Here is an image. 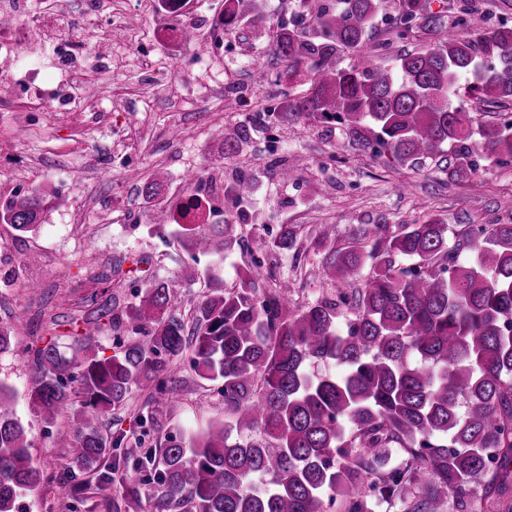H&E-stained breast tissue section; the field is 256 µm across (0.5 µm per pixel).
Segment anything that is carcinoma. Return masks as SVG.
<instances>
[{"instance_id": "carcinoma-1", "label": "carcinoma", "mask_w": 512, "mask_h": 512, "mask_svg": "<svg viewBox=\"0 0 512 512\" xmlns=\"http://www.w3.org/2000/svg\"><path fill=\"white\" fill-rule=\"evenodd\" d=\"M226 2V30L257 10L256 0ZM302 2V16L273 26L289 90L268 115L339 125L351 147L393 165L448 155L450 181L475 174L479 157L512 159V26L397 0L381 45L430 42L385 67L368 51L383 0ZM475 105L493 119L477 120ZM249 139V127L233 129L219 156ZM224 192L239 203L253 183L239 177ZM45 209L35 192L16 195L0 204V224L35 232ZM448 233L433 217L392 226L380 215L327 259L333 292L307 305L291 306L286 280L259 290L252 264L237 270V286L197 298L189 327L166 315L171 289L151 282L125 312L150 329L120 353L88 354L87 332L75 337L87 352L79 362L54 345L36 350L32 403L49 424L65 409L78 424L57 430L70 457L62 484L121 447L99 420L133 388L148 382L156 402L177 400L169 360L186 351L196 376L219 384L232 423L211 424L186 447L170 440L157 471L153 452L136 460L157 483L152 512H372L373 499L403 512H512V222L451 245ZM297 235L286 225L272 247L290 250ZM175 236L193 259H222L239 240L228 223L178 224ZM316 364L341 371L315 374ZM12 406L0 386V512L43 484Z\"/></svg>"}]
</instances>
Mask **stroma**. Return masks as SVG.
Segmentation results:
<instances>
[{"mask_svg": "<svg viewBox=\"0 0 512 512\" xmlns=\"http://www.w3.org/2000/svg\"><path fill=\"white\" fill-rule=\"evenodd\" d=\"M157 0H142L138 50L121 36L88 43L81 57L60 61L53 40L31 37L27 52L47 82L89 73L83 90L89 110L25 113L15 99L0 101V198L37 192L47 204L46 222L32 234L0 224V325L12 329L11 347L0 353V384L13 391V411L24 425L30 454L45 483L18 498L19 512H149L156 490L133 468L146 449L163 448L168 437L194 433L222 420L216 385L198 380L186 358L170 361L180 387L172 405L154 401L149 385L134 389L123 406L102 415L105 437L123 443L99 474H78L69 486L59 477L68 466L57 428H72V412L46 423L30 401L32 354L55 343L71 357L73 334L97 327L100 356L119 352L132 336L125 312L149 280L166 283L172 316L189 321L196 297L209 288H231L239 266L260 262L263 285L288 279L291 298L304 305L331 291L323 266L343 247L354 225L376 216L389 223L430 215L453 232H466L512 217V163L482 161L476 175L452 183L444 162L425 159L415 167L388 165L348 146L342 133L325 136L319 124L283 125L278 142L261 129L234 157L218 160L225 133L247 114L276 106L288 89L287 68L277 59L269 19L291 18L301 0H259L254 17L224 34L223 53L186 48L173 53L155 40L163 22ZM241 87L247 104L227 92ZM297 155L292 178L280 179L275 158ZM207 170L230 179L248 175L252 196L225 203L224 218L247 243L216 264L209 255L190 257L141 192L157 178L168 210L186 195V174ZM300 227L292 250L270 246L281 226ZM36 292H29L28 284ZM111 301L113 319H98L99 302ZM154 415V427L141 416Z\"/></svg>", "mask_w": 512, "mask_h": 512, "instance_id": "35a3bbf8", "label": "stroma"}]
</instances>
